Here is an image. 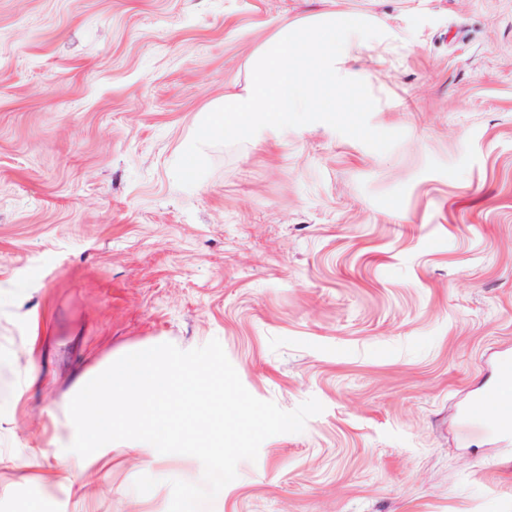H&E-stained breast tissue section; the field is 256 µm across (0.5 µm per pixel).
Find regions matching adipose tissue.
I'll list each match as a JSON object with an SVG mask.
<instances>
[{
  "label": "adipose tissue",
  "instance_id": "1",
  "mask_svg": "<svg viewBox=\"0 0 512 512\" xmlns=\"http://www.w3.org/2000/svg\"><path fill=\"white\" fill-rule=\"evenodd\" d=\"M69 460L55 472L72 480V465L100 461L121 446L155 462L160 443L180 441L208 460L222 458L216 433L225 416L249 421L242 399L214 378L205 354L187 358L150 348L132 349L81 377L69 405Z\"/></svg>",
  "mask_w": 512,
  "mask_h": 512
}]
</instances>
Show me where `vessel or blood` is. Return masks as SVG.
Masks as SVG:
<instances>
[{
	"label": "vessel or blood",
	"instance_id": "b4317fda",
	"mask_svg": "<svg viewBox=\"0 0 512 512\" xmlns=\"http://www.w3.org/2000/svg\"><path fill=\"white\" fill-rule=\"evenodd\" d=\"M463 419L493 430L512 431V357H504L494 381L465 409Z\"/></svg>",
	"mask_w": 512,
	"mask_h": 512
}]
</instances>
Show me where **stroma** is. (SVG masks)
Segmentation results:
<instances>
[{"mask_svg": "<svg viewBox=\"0 0 512 512\" xmlns=\"http://www.w3.org/2000/svg\"><path fill=\"white\" fill-rule=\"evenodd\" d=\"M334 7L409 31L352 64L402 139L209 146L179 186L256 50ZM141 347L244 401L224 486L169 446L48 485L78 378ZM506 353L512 0H0V512H512V434L458 424Z\"/></svg>", "mask_w": 512, "mask_h": 512, "instance_id": "stroma-1", "label": "stroma"}]
</instances>
